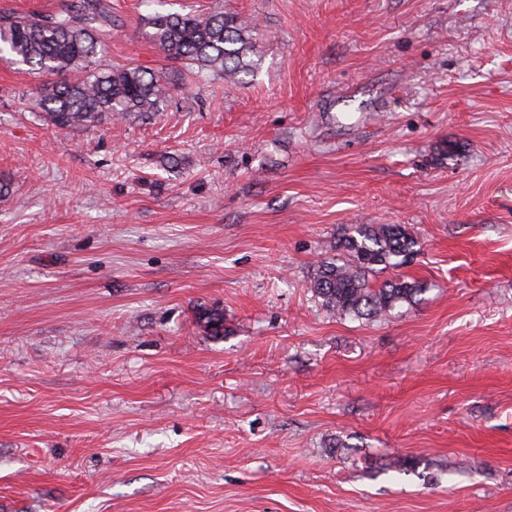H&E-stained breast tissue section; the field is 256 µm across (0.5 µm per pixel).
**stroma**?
Returning <instances> with one entry per match:
<instances>
[{"label":"stroma","mask_w":512,"mask_h":512,"mask_svg":"<svg viewBox=\"0 0 512 512\" xmlns=\"http://www.w3.org/2000/svg\"><path fill=\"white\" fill-rule=\"evenodd\" d=\"M218 8L258 75L147 120L57 129L0 60V512H512V0H112L103 60ZM354 224L416 303L321 306ZM418 252V239L401 224H355L338 239L336 254L317 265L309 288L331 313L385 319L401 304L416 303L423 288L402 277L375 288L372 277L408 264Z\"/></svg>","instance_id":"35a3bbf8"}]
</instances>
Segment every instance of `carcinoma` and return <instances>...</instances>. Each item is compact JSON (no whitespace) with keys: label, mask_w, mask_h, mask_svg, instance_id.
Masks as SVG:
<instances>
[{"label":"carcinoma","mask_w":512,"mask_h":512,"mask_svg":"<svg viewBox=\"0 0 512 512\" xmlns=\"http://www.w3.org/2000/svg\"><path fill=\"white\" fill-rule=\"evenodd\" d=\"M148 24L170 63L164 71L100 62L103 37L117 26L109 0H69L49 13L0 12V56L44 78L39 111L61 129L148 118L189 78L236 82L259 65L255 24L238 13L156 12ZM418 252V239L400 224H356L338 239L336 254L317 265L309 288L331 313L381 320L416 302L423 288L402 277L376 288L373 275L408 264ZM199 321L213 336L224 333V311L217 307L205 309Z\"/></svg>","instance_id":"obj_1"}]
</instances>
